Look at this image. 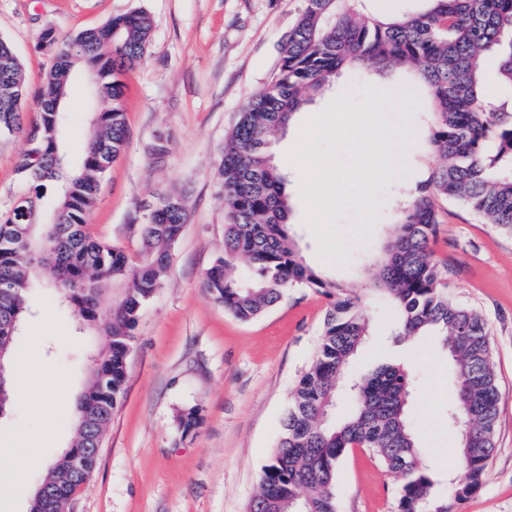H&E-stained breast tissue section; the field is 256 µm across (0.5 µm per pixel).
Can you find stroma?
Here are the masks:
<instances>
[{"instance_id": "1", "label": "stroma", "mask_w": 512, "mask_h": 512, "mask_svg": "<svg viewBox=\"0 0 512 512\" xmlns=\"http://www.w3.org/2000/svg\"><path fill=\"white\" fill-rule=\"evenodd\" d=\"M304 0H0V38L13 46L37 91L51 55L40 49L46 28L58 38L102 25L135 9L153 24L142 62L123 76L128 144L105 174L89 232L140 249L137 208L177 191L188 221L172 249L163 284L142 310L128 356L126 393L112 416L91 479L71 512H246L281 430L294 388L317 348L327 300L288 290L260 318L242 322L204 286L224 246V198L217 165L237 112L270 81L283 37ZM397 73L342 72L332 89L294 115L272 152L285 172L291 221L306 261L356 292L371 286L368 268L395 222L409 185L426 180L439 157L428 146L424 91L409 85L393 98ZM402 120L411 134L400 172H384L377 131ZM305 132L312 164L300 167L295 138ZM164 141L163 152L154 149ZM23 134L0 136V214L29 189L16 173ZM454 273L453 297L487 324L499 380L496 449L481 488L459 512H512V236L455 203H443L434 245ZM6 363L32 393L62 379L67 395L53 405L11 398L0 416V482L12 487L0 512H30L40 471L19 475L15 460L41 448L52 461L69 447L75 403L102 336L64 311L57 290L39 284ZM378 336L349 365L369 374L381 362L410 368L416 391L408 415L421 461L446 491L457 474V431L448 425L451 364L429 341H394V313L372 301ZM195 407L201 423L181 434L178 410ZM397 480L369 452L340 462L338 512H395Z\"/></svg>"}]
</instances>
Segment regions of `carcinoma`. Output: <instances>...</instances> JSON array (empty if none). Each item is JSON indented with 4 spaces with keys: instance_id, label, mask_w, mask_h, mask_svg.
I'll use <instances>...</instances> for the list:
<instances>
[{
    "instance_id": "carcinoma-1",
    "label": "carcinoma",
    "mask_w": 512,
    "mask_h": 512,
    "mask_svg": "<svg viewBox=\"0 0 512 512\" xmlns=\"http://www.w3.org/2000/svg\"><path fill=\"white\" fill-rule=\"evenodd\" d=\"M359 0H305L285 36L268 85L238 112L219 164L224 197V249L205 274L209 293L236 319L249 322L277 306L290 288L328 299L314 356L300 377L277 444L262 468L248 512H337L336 480L342 456L371 453L398 478L395 512H457L483 482L495 449L499 389L483 317L450 294L448 260L432 247L438 202L456 201L483 223L512 234V0H427L419 13L364 16ZM152 22L142 10L110 18L98 28L60 41L50 28L40 47L53 66L27 119L24 70L12 45L0 39V133H22L29 148L16 171L29 186V213L41 191L61 185L48 224L25 220L14 208L0 215V347L11 352L28 311L38 271L60 290L63 303L104 336L91 377L77 397L72 447L91 465L71 475L45 470L53 496L39 512H66L68 496L89 481L95 448L126 392L127 359L142 308L162 287L171 247L188 220L184 196L172 193L135 216L141 250L131 259L117 244L85 232L101 180L128 143L121 76L138 66L150 44ZM414 72L426 88L428 142L441 158L423 185L399 208L392 235L375 263L373 291L395 309L398 336H434L452 361L455 393L448 408L458 424L460 477L439 495L432 471L419 463L407 418L413 378L401 366L382 365L355 381L346 409L333 418L337 381L371 336L368 297L309 265L291 231L285 174L269 151L273 136L313 97L336 83L345 68ZM92 78L96 102L90 133L76 168L63 148V104L78 70ZM107 288L120 290L102 318ZM182 434L201 422L199 411L179 412Z\"/></svg>"
}]
</instances>
